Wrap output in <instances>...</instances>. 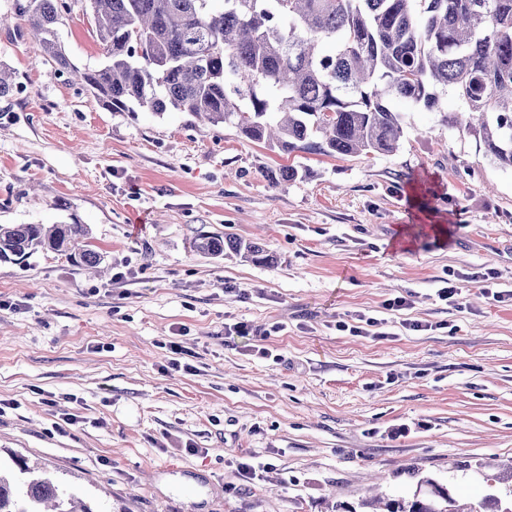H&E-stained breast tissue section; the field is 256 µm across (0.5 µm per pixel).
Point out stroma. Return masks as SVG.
<instances>
[{
    "label": "stroma",
    "mask_w": 512,
    "mask_h": 512,
    "mask_svg": "<svg viewBox=\"0 0 512 512\" xmlns=\"http://www.w3.org/2000/svg\"><path fill=\"white\" fill-rule=\"evenodd\" d=\"M59 41L78 68L104 60L81 7ZM44 58L0 30L22 87L0 99V224L89 225L105 272L0 263V464L37 462L94 512H365L372 486L409 498L421 476L505 496L489 462L512 461V300L470 276L512 290V170L444 122L461 99L396 103L389 155H286L184 112L109 111ZM201 234L273 260L201 254ZM238 322L266 339L225 335ZM250 455L271 468L245 482Z\"/></svg>",
    "instance_id": "obj_1"
}]
</instances>
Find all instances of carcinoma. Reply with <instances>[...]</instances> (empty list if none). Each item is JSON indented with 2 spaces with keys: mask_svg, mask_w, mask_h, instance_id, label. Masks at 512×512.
Returning <instances> with one entry per match:
<instances>
[{
  "mask_svg": "<svg viewBox=\"0 0 512 512\" xmlns=\"http://www.w3.org/2000/svg\"><path fill=\"white\" fill-rule=\"evenodd\" d=\"M94 21L105 63L77 75L112 112H187L231 125L284 154H390L403 136L395 102L466 104L447 122L512 169V0H11L65 73L58 25L72 7ZM86 224H0V262L64 252L95 267ZM196 249L264 259L255 242L202 235ZM0 465V512H94L26 459ZM412 499L373 512H512L496 494L476 506L429 478Z\"/></svg>",
  "mask_w": 512,
  "mask_h": 512,
  "instance_id": "cac0c4a2",
  "label": "carcinoma"
}]
</instances>
